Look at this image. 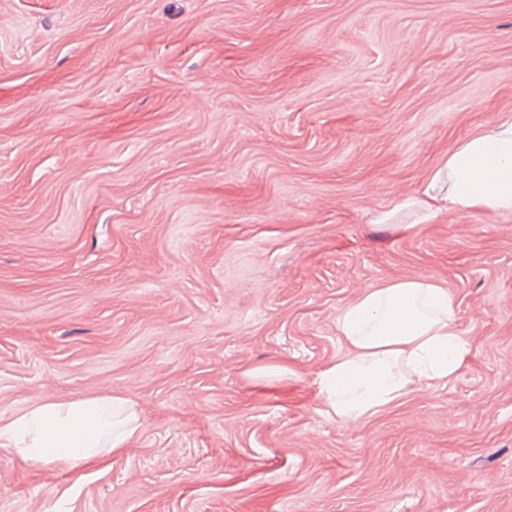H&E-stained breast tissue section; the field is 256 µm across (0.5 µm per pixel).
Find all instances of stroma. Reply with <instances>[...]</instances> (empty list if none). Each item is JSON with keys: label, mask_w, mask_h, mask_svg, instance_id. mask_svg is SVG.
<instances>
[{"label": "stroma", "mask_w": 512, "mask_h": 512, "mask_svg": "<svg viewBox=\"0 0 512 512\" xmlns=\"http://www.w3.org/2000/svg\"><path fill=\"white\" fill-rule=\"evenodd\" d=\"M507 118L512 0H0V418L141 415L0 446V512H512V215L375 221ZM417 277L467 362L338 424V314ZM140 428L139 410L129 400L95 396L29 405L0 425V439L35 464L69 468L128 448Z\"/></svg>", "instance_id": "stroma-1"}]
</instances>
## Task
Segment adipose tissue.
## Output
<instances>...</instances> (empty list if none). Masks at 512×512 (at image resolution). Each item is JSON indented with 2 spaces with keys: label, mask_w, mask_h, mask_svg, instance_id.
I'll list each match as a JSON object with an SVG mask.
<instances>
[{
  "label": "adipose tissue",
  "mask_w": 512,
  "mask_h": 512,
  "mask_svg": "<svg viewBox=\"0 0 512 512\" xmlns=\"http://www.w3.org/2000/svg\"><path fill=\"white\" fill-rule=\"evenodd\" d=\"M403 210L420 224L444 210L512 214V119L463 139L420 196L397 202L377 221L389 223ZM337 329L348 351L318 384L340 423L389 407L410 382L432 386L454 377L469 354L451 290L426 277L367 289L341 310ZM140 428L129 400L95 396L29 405L0 425V438L26 460L69 468L122 451Z\"/></svg>",
  "instance_id": "1"
}]
</instances>
